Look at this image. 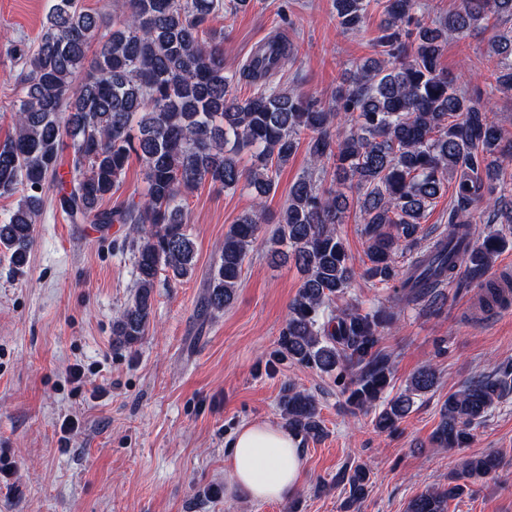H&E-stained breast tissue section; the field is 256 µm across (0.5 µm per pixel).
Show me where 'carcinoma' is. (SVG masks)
<instances>
[{"label": "carcinoma", "mask_w": 512, "mask_h": 512, "mask_svg": "<svg viewBox=\"0 0 512 512\" xmlns=\"http://www.w3.org/2000/svg\"><path fill=\"white\" fill-rule=\"evenodd\" d=\"M251 2L126 0L107 27L81 0H53L38 44L12 47L20 72L13 88L15 133L0 145V196L20 191L23 199L0 215V248L16 266L24 265L49 191L73 224L130 225L134 290L112 321L113 343L130 348L149 329L160 273L180 279L194 269L185 194L204 180L255 192L253 209L224 235L201 302L202 313L220 312L234 299L265 222L263 198L276 188L296 136L305 132L311 164L333 163L336 185L326 188L311 174L295 182L269 241L271 259L290 257L304 275L273 358L336 374L350 405L370 408L391 384L389 360L378 345L397 313L381 307L362 313L353 306L325 312L357 275L336 233L350 194L357 195L362 218L363 275L398 282L395 306L425 298L435 305L437 285L461 268L480 289L483 311L512 302L487 277L506 237L499 231L482 235L472 223L475 209L504 197L499 176L512 160V138L490 119L482 96L463 93L440 66L448 40L512 19V0H460L456 11L431 23L423 0H386L376 57L356 67L327 106L273 83L293 56L281 36L257 48L240 70L224 67L205 23L224 8ZM369 2L333 0L339 25L360 28ZM491 49L499 57L495 88L512 91V30L496 33ZM243 78L255 87L244 99L233 93ZM66 139L72 143L67 179L60 174ZM245 152L252 159L248 167L241 165ZM132 154L146 169L143 200L101 207L119 189ZM450 180L455 203L447 229L417 250L424 213ZM399 250L412 252L401 272L394 265ZM437 379L435 367L420 368L404 391L382 404L376 428L396 430L413 396L431 391ZM511 390L512 363L448 394L435 440L444 448L465 445L473 427ZM279 408L296 435L321 434L314 395L288 385ZM497 466V456L487 454L465 462L461 477L483 478ZM340 481L348 485L343 508H359L370 470L346 467ZM465 490L450 479L446 488L416 495L406 512H448V501Z\"/></svg>", "instance_id": "1"}]
</instances>
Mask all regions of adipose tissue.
<instances>
[{"instance_id": "obj_1", "label": "adipose tissue", "mask_w": 512, "mask_h": 512, "mask_svg": "<svg viewBox=\"0 0 512 512\" xmlns=\"http://www.w3.org/2000/svg\"><path fill=\"white\" fill-rule=\"evenodd\" d=\"M302 470L298 439L270 421L243 425L224 460L229 494L252 502L287 498L297 488Z\"/></svg>"}]
</instances>
